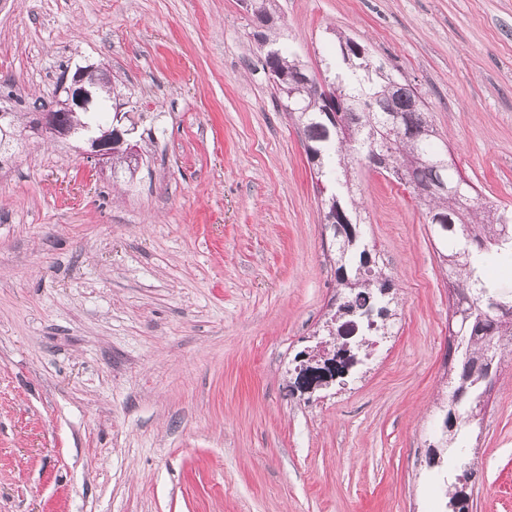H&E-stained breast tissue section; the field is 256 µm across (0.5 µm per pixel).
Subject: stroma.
Listing matches in <instances>:
<instances>
[{
  "mask_svg": "<svg viewBox=\"0 0 512 512\" xmlns=\"http://www.w3.org/2000/svg\"><path fill=\"white\" fill-rule=\"evenodd\" d=\"M320 72L344 33L422 96L476 202L512 208V0H274ZM245 0H0V86L105 64L135 172L81 138L0 163V512H443L451 278L409 189L355 198L395 295L346 385L293 386L337 292L317 176ZM469 430V512H512V340Z\"/></svg>",
  "mask_w": 512,
  "mask_h": 512,
  "instance_id": "stroma-1",
  "label": "stroma"
}]
</instances>
